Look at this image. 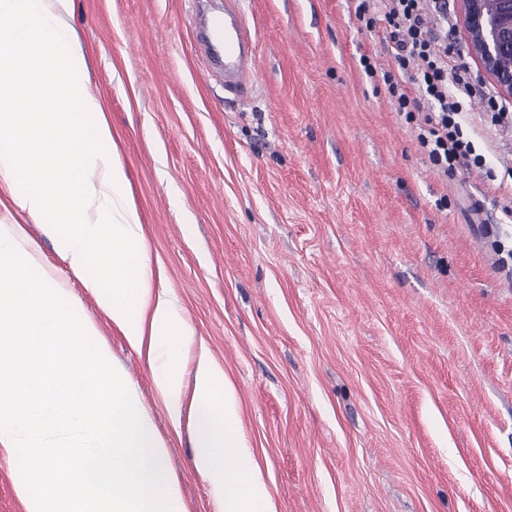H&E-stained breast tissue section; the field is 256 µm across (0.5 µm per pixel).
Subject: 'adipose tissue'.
I'll return each mask as SVG.
<instances>
[{
  "mask_svg": "<svg viewBox=\"0 0 512 512\" xmlns=\"http://www.w3.org/2000/svg\"><path fill=\"white\" fill-rule=\"evenodd\" d=\"M73 0H0L9 27L0 51V209L50 214L61 258L137 353L173 427L182 420L179 353L191 336L169 290H155L128 177L84 53L67 22ZM25 182L29 191L17 192ZM194 465L209 477L217 512H278L242 425L228 374L207 357L195 370Z\"/></svg>",
  "mask_w": 512,
  "mask_h": 512,
  "instance_id": "obj_1",
  "label": "adipose tissue"
}]
</instances>
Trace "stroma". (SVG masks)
<instances>
[{
	"mask_svg": "<svg viewBox=\"0 0 512 512\" xmlns=\"http://www.w3.org/2000/svg\"><path fill=\"white\" fill-rule=\"evenodd\" d=\"M258 69L226 91L191 0H74L152 263L200 353L233 378L279 512H512V127L469 116L481 166L431 165L360 66L393 68L353 0H243ZM438 45L496 88L456 4ZM64 298L134 385L184 512H216L148 362L27 223Z\"/></svg>",
	"mask_w": 512,
	"mask_h": 512,
	"instance_id": "stroma-1",
	"label": "stroma"
}]
</instances>
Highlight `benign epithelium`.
Instances as JSON below:
<instances>
[{
  "instance_id": "1",
  "label": "benign epithelium",
  "mask_w": 512,
  "mask_h": 512,
  "mask_svg": "<svg viewBox=\"0 0 512 512\" xmlns=\"http://www.w3.org/2000/svg\"><path fill=\"white\" fill-rule=\"evenodd\" d=\"M482 4L483 0H459L469 47L480 57L497 89L512 95V68L503 64L504 57L512 56V0H497V10L488 18Z\"/></svg>"
}]
</instances>
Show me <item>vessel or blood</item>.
<instances>
[{
  "label": "vessel or blood",
  "mask_w": 512,
  "mask_h": 512,
  "mask_svg": "<svg viewBox=\"0 0 512 512\" xmlns=\"http://www.w3.org/2000/svg\"><path fill=\"white\" fill-rule=\"evenodd\" d=\"M239 0H225L224 20L215 22L196 15L195 47L209 72L221 76L228 91L248 89L258 66L256 39L247 24Z\"/></svg>",
  "instance_id": "1"
}]
</instances>
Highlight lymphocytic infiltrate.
<instances>
[{
    "mask_svg": "<svg viewBox=\"0 0 512 512\" xmlns=\"http://www.w3.org/2000/svg\"><path fill=\"white\" fill-rule=\"evenodd\" d=\"M366 2L356 0L355 14L369 27L385 21L395 67H379L364 56L360 64L365 74L385 85L406 121L415 117L417 96L434 103V111L426 113L418 126L417 141L439 173H453L460 160L468 157L481 164V155L476 154L473 141L462 128L472 96L470 76L466 69L451 64L447 49L436 47L426 21L431 0H381L377 17L368 15Z\"/></svg>",
    "mask_w": 512,
    "mask_h": 512,
    "instance_id": "lymphocytic-infiltrate-1",
    "label": "lymphocytic infiltrate"
}]
</instances>
